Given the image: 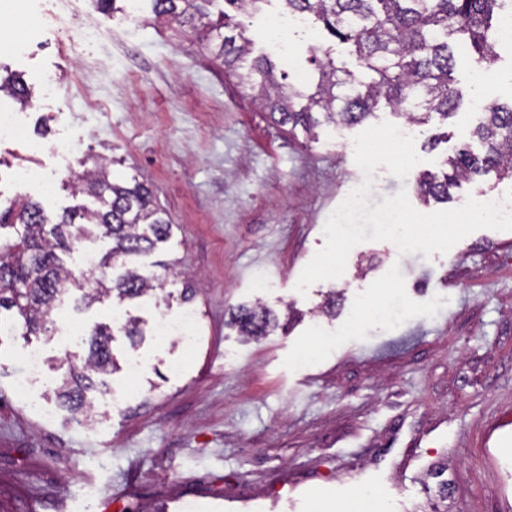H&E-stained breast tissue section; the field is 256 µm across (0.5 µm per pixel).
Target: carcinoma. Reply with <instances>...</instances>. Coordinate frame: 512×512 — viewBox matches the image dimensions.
<instances>
[{
  "label": "carcinoma",
  "instance_id": "cac0c4a2",
  "mask_svg": "<svg viewBox=\"0 0 512 512\" xmlns=\"http://www.w3.org/2000/svg\"><path fill=\"white\" fill-rule=\"evenodd\" d=\"M213 0H152L158 19L173 21L208 17L203 5ZM291 14L310 13L333 38L353 47L360 67L372 72L367 84L359 85L353 72L336 66L330 56L314 58L317 79L307 89L284 90L275 64L266 56L247 61L252 40L226 37L227 12L207 23L220 39L218 55L224 66L235 71L240 83L280 125L300 126L310 134L324 120L354 125L368 120L379 100L400 109L412 124L428 122L435 112L446 118L461 99L452 87L456 44L467 49L471 61L489 62L496 56L494 35L503 10L512 0H281ZM21 103L29 95L21 76L0 77V91ZM473 137L481 149L465 147L448 158L443 179L423 174L419 193L426 202L448 201L450 189L490 171L512 179V103L489 101ZM76 192L92 196L97 207L79 213L65 212L51 219L39 201L25 200L0 211V230L16 233L6 254L0 257V311L15 312L21 335L46 331L45 323L70 290L82 291L77 304L90 307L106 300L121 306L145 297L164 301L165 280L146 274L138 258L167 242L172 225L153 202L152 193L140 182L129 184L110 176L101 160L73 185ZM105 237L112 247L98 260L99 277L89 283L78 279L65 265L74 244ZM233 322L245 336L260 337L276 325L273 312L257 304L242 306ZM122 331L131 345L144 342L146 322L128 317ZM114 331L106 325L95 328L81 367L70 365L54 389L58 402L73 413L93 419V404L87 394L97 388V377L119 370L112 352Z\"/></svg>",
  "mask_w": 512,
  "mask_h": 512
}]
</instances>
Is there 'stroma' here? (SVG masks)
Masks as SVG:
<instances>
[{
  "instance_id": "obj_1",
  "label": "stroma",
  "mask_w": 512,
  "mask_h": 512,
  "mask_svg": "<svg viewBox=\"0 0 512 512\" xmlns=\"http://www.w3.org/2000/svg\"><path fill=\"white\" fill-rule=\"evenodd\" d=\"M116 2L112 11L95 0H17V35L36 16L46 31L22 56L1 44L0 75L31 86L28 135L42 151L5 141L0 160L40 178H0V210L18 199L56 215L91 205L71 181L110 160L113 177L152 189L172 224L171 239L139 262L150 271L170 262L168 289L193 288L186 306L199 328L134 347L111 303L67 300L79 334L61 342L52 321L33 337L43 362L23 397L26 342L0 335V512H512V425L500 423L512 408V231L479 229L428 257L363 242L341 277L297 291L326 219L363 180L353 139L364 126L326 124L312 139L276 125L225 72L202 26L154 22L150 0L133 15ZM283 11L268 0L242 22L257 55L283 33L289 51L273 61L288 85L304 88L312 55L326 52L369 81L314 16L282 31ZM77 26L100 36L74 49L59 41L58 28ZM76 66L105 111L82 107L67 82H40ZM473 69L459 54V109L414 127L420 163L402 180L378 167L369 206L403 190L419 212L443 207L421 201L419 173L445 171L471 145L477 98L512 100V49L498 48L484 88ZM257 301L277 325L253 340L231 312ZM99 324L115 329L122 369L94 392L87 421L59 404L52 381L60 364H82Z\"/></svg>"
}]
</instances>
